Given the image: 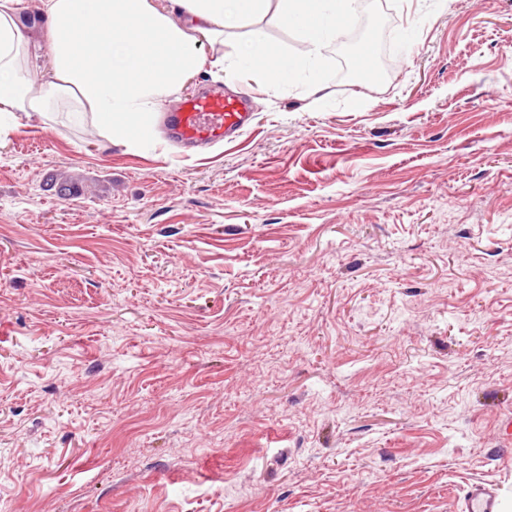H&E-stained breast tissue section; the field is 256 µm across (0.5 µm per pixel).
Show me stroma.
<instances>
[{"label": "stroma", "mask_w": 512, "mask_h": 512, "mask_svg": "<svg viewBox=\"0 0 512 512\" xmlns=\"http://www.w3.org/2000/svg\"><path fill=\"white\" fill-rule=\"evenodd\" d=\"M354 7L204 152L0 128L7 512H512V0ZM499 499L496 488L485 483L470 485L463 498L465 512H498Z\"/></svg>", "instance_id": "1"}]
</instances>
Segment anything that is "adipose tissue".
<instances>
[{
	"mask_svg": "<svg viewBox=\"0 0 512 512\" xmlns=\"http://www.w3.org/2000/svg\"><path fill=\"white\" fill-rule=\"evenodd\" d=\"M39 41L23 0H0V115L50 121L60 105L91 115L108 138H145V116L192 76L212 80L254 69L260 40L229 41L226 30L264 21L290 28L311 47L356 20L354 0H41ZM44 55L49 73L33 70Z\"/></svg>",
	"mask_w": 512,
	"mask_h": 512,
	"instance_id": "ef3b65f1",
	"label": "adipose tissue"
}]
</instances>
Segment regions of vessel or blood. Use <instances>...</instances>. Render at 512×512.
<instances>
[{
	"instance_id": "b4317fda",
	"label": "vessel or blood",
	"mask_w": 512,
	"mask_h": 512,
	"mask_svg": "<svg viewBox=\"0 0 512 512\" xmlns=\"http://www.w3.org/2000/svg\"><path fill=\"white\" fill-rule=\"evenodd\" d=\"M245 96L203 93L185 100L174 112H165L161 121L169 138L181 146H197L230 139L249 119ZM465 512H498L499 499L494 486L475 483L464 498Z\"/></svg>"
}]
</instances>
